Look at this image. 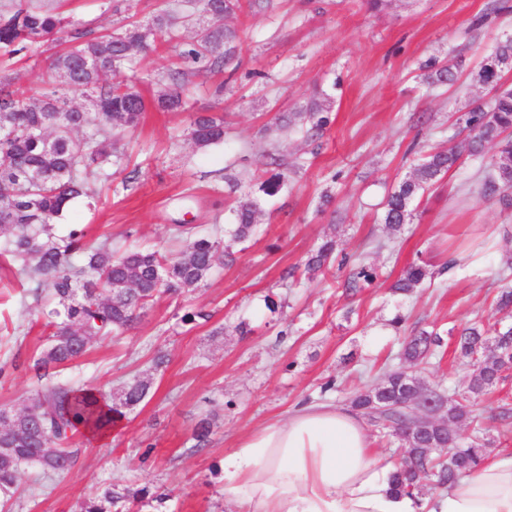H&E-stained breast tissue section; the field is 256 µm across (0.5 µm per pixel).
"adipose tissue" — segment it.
I'll list each match as a JSON object with an SVG mask.
<instances>
[{"label":"adipose tissue","instance_id":"obj_1","mask_svg":"<svg viewBox=\"0 0 512 512\" xmlns=\"http://www.w3.org/2000/svg\"><path fill=\"white\" fill-rule=\"evenodd\" d=\"M392 469L362 417L319 398L247 434L225 454L221 482L235 512H512V453L422 497L392 491Z\"/></svg>","mask_w":512,"mask_h":512}]
</instances>
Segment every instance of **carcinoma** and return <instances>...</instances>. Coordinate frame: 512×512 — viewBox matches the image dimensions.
<instances>
[{
    "instance_id": "obj_1",
    "label": "carcinoma",
    "mask_w": 512,
    "mask_h": 512,
    "mask_svg": "<svg viewBox=\"0 0 512 512\" xmlns=\"http://www.w3.org/2000/svg\"><path fill=\"white\" fill-rule=\"evenodd\" d=\"M201 12L211 24L200 29L192 47L177 53L181 60L205 64L209 71L223 69L224 61L237 49V31L224 25V17L240 8V0H200ZM179 0L165 5L147 26L136 22L121 25L105 34L88 37L71 18L44 7L39 0H16L0 10V55L13 57L20 50L38 46L47 38L67 31V46L52 68L63 78V88L31 101L0 81V260L16 265L15 277L27 285L20 302L41 305L50 292L53 306L41 309L51 334L23 363L14 357L0 362V376L8 368L25 365L30 374L31 395L20 409L0 405V413L17 417L0 422V512L16 493L25 467L43 475L71 472L80 449L72 447L82 429L106 432L118 418L136 408L149 396V376L125 383L114 394L76 387L61 380L64 370L89 354L94 344L119 336L137 321L140 310L162 294L178 295L205 285L219 256H232L231 248L248 240L257 230L261 208L256 197L240 199L232 207L233 223L224 236L200 235L187 224L174 230L186 237L185 251L168 254L160 250L112 249V240L87 239L86 227L73 224L66 234L55 230L54 219L77 199H92L94 183L104 177V165L112 163L114 132L137 127L146 112L144 96L122 78L133 55L148 50L156 41L177 48L175 43ZM512 65V37L496 44L472 80L496 88L503 68ZM435 82L453 84L458 64L432 60ZM112 79H107V76ZM95 92L93 111L71 101ZM154 108L176 112L184 102L176 91L162 89L153 98ZM327 100L312 99L293 112H278L274 123L280 128L306 129L309 137L330 122ZM466 146L479 156L495 145L498 157L483 179V194L494 196L512 189V91L496 95L488 107L478 105L465 113ZM189 135L203 150L224 141V114L196 112ZM460 160V150L450 146L429 153L413 174L400 181L383 203V223L399 231L411 222L413 203L440 182ZM286 176L276 174L258 183L257 191L277 194ZM336 240L325 238L304 263L303 274L312 279L333 263ZM377 269L359 265L347 281L355 291L372 283ZM434 276L422 265L410 266L392 287L408 294ZM436 330L422 329L403 345L402 358L412 367L427 362L441 346ZM457 357L473 367L465 394L436 389L446 402L443 414L433 420L415 418L406 399L411 386L425 382L406 370L384 375L371 387L350 397L351 407L367 418L376 436L388 441H407L421 449L415 460L403 457L393 462L392 488L408 495L421 494L428 485L445 487L482 462L493 447L492 437L476 427L466 439L456 432L464 420H476L477 399L506 381L512 369V325L486 320L460 328ZM211 421L204 418L193 430L196 449L210 444ZM147 498L144 490L122 495L106 486L85 499L80 512H121L117 505L129 502L126 512H141Z\"/></svg>"
}]
</instances>
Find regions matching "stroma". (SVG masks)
Instances as JSON below:
<instances>
[{"mask_svg":"<svg viewBox=\"0 0 512 512\" xmlns=\"http://www.w3.org/2000/svg\"><path fill=\"white\" fill-rule=\"evenodd\" d=\"M166 0H57L60 12L93 31L130 19L146 23ZM226 23L240 36L221 72L189 62L185 109H148L139 126L117 135L123 157L108 166L96 208L78 200L57 219L58 232L85 225L89 239H112L115 250L184 247L175 223L199 233L232 221L235 202L259 179L277 171L288 182L264 198L257 234L218 261L207 285L162 295L120 339L99 341L65 379L103 391L152 376L146 401L127 412L102 438L79 434L76 468L36 484L24 470L11 512H75L80 500L109 485L167 494L162 512H228L216 471L226 453L255 427L287 419L297 403L319 396L328 381L337 404L400 369L398 352L417 327L441 332L439 356L418 367L425 382L464 390L470 371L455 358V328L473 319L512 322L496 295L512 286L504 276L512 258V206L481 192L495 155L464 157L459 168L425 192L401 233L381 222L388 193L428 153L462 143L458 119L493 94L469 73L497 41L512 36V0H242ZM58 49L47 42L31 52L0 57V75L16 93L34 99L61 79L49 67ZM457 61L453 85H428L430 59ZM167 50L140 54L125 74L145 99L171 68ZM328 98L331 122L314 140L300 129L266 130L278 112ZM220 112L222 144L197 149L188 136L193 112ZM335 234L337 264L312 280H284ZM426 260L431 285L404 295L393 284L406 268ZM377 268L369 288L353 293L345 282L353 265ZM21 288L0 272V360L32 353L44 338L37 307L19 303ZM202 310L209 320L183 323ZM403 317L393 328V317ZM245 332H238V325ZM23 326L27 336L14 335ZM169 362L152 369L157 353ZM512 376L480 397L478 409L498 450H512ZM214 422L208 447L193 450L196 423Z\"/></svg>","mask_w":512,"mask_h":512,"instance_id":"obj_1","label":"stroma"}]
</instances>
